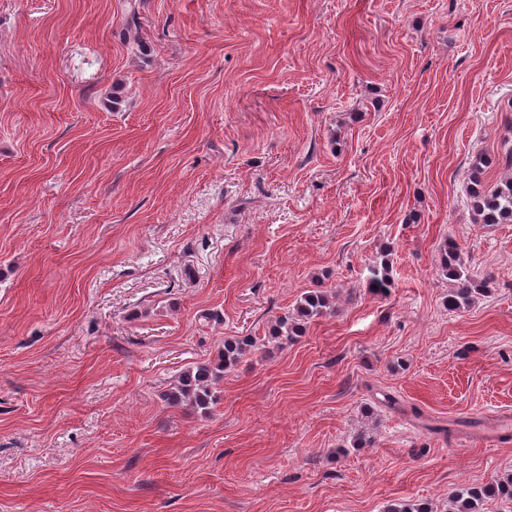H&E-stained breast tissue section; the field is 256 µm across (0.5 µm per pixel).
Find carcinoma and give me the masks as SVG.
Here are the masks:
<instances>
[{"label": "carcinoma", "mask_w": 512, "mask_h": 512, "mask_svg": "<svg viewBox=\"0 0 512 512\" xmlns=\"http://www.w3.org/2000/svg\"><path fill=\"white\" fill-rule=\"evenodd\" d=\"M489 160L482 154L475 156L471 164L467 192L472 208L482 224L512 223V178L488 185L483 181L484 168ZM440 268L455 287L448 291L447 306L457 311L471 306L475 300L491 292L490 280L477 279L467 269L461 257L459 244L450 240L441 250ZM392 285L387 263L369 268L367 288L384 295ZM331 308L330 297L323 290L309 291L295 303L293 312L275 321L270 338L285 345L295 342L305 333L307 324ZM256 348L251 337L224 339L215 358L184 370L178 381L163 395V401L172 407L189 406L202 416L210 413L214 403V386L224 378V373L235 369L245 356ZM492 498L512 501V476L493 478L483 485H460L450 493L452 512H483L484 503Z\"/></svg>", "instance_id": "obj_1"}]
</instances>
